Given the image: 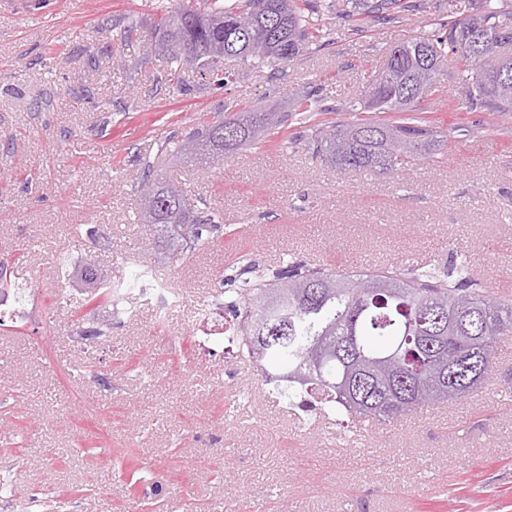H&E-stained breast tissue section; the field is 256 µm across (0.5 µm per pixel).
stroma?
<instances>
[{
    "label": "stroma",
    "instance_id": "35a3bbf8",
    "mask_svg": "<svg viewBox=\"0 0 512 512\" xmlns=\"http://www.w3.org/2000/svg\"><path fill=\"white\" fill-rule=\"evenodd\" d=\"M183 2L0 0V261L32 294L25 317L0 307V478L17 491L0 512H512V336L478 395L342 444L333 419L269 395L227 354L223 317L197 312L239 267L291 254L347 270L464 254L512 299V114L452 111L444 72L420 105L448 144L402 174L337 168L276 133L205 165L174 147L199 123L291 110L304 87L360 105L386 49L428 31L437 2L400 23H332L290 63L228 61L223 83L194 75L187 92L164 53L141 59ZM145 160L222 216L213 246L164 255L139 219ZM89 252L115 282L151 267L178 307L134 290L82 306Z\"/></svg>",
    "mask_w": 512,
    "mask_h": 512
}]
</instances>
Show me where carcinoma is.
<instances>
[{
  "label": "carcinoma",
  "instance_id": "1",
  "mask_svg": "<svg viewBox=\"0 0 512 512\" xmlns=\"http://www.w3.org/2000/svg\"><path fill=\"white\" fill-rule=\"evenodd\" d=\"M182 5L156 23L146 51L162 49L171 62L186 63V45L210 55L262 63L297 57L308 42L326 35V21L355 25L373 19L397 22L420 11L421 0H202ZM448 14L432 33L392 47L381 74L364 90L363 108L403 112L390 123L356 119L323 126L313 123L288 138L342 169L394 173L415 158H431L448 144L422 117L420 100L436 87L442 48L461 65L463 104L483 112H512V55L486 66L468 51L474 34L484 40V58L512 44V0H446ZM308 90L290 112L253 107L248 116L200 124L179 142V151L205 159L224 157L256 143L262 132L288 130V121L307 112H347ZM140 220L152 224L176 257L209 242L219 230L215 216L186 204L185 192L154 175L145 163L137 178ZM97 291L84 299L112 305V284L82 264ZM237 299L225 304L236 323L227 343L260 368L277 398L293 402L305 394L336 416L344 430L362 422L394 424L428 403H451L477 392L492 374L497 341L512 336V302L496 298L471 276L462 256L444 271L392 268L348 273L316 268L297 259L271 273L254 264L241 267ZM472 358L481 375L464 385L449 376Z\"/></svg>",
  "mask_w": 512,
  "mask_h": 512
}]
</instances>
